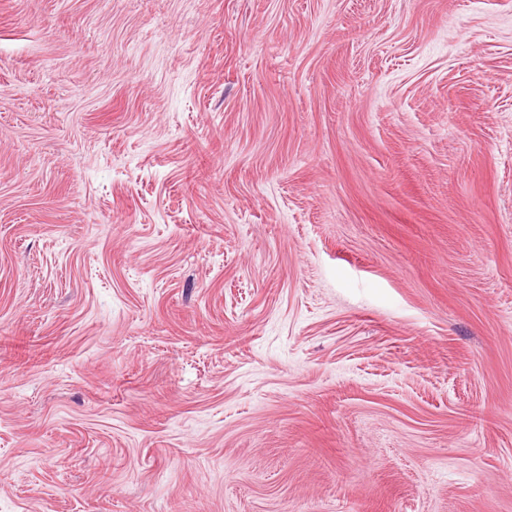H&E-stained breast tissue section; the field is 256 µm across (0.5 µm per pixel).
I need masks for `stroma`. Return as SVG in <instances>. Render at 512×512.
Here are the masks:
<instances>
[{
	"label": "stroma",
	"instance_id": "obj_1",
	"mask_svg": "<svg viewBox=\"0 0 512 512\" xmlns=\"http://www.w3.org/2000/svg\"><path fill=\"white\" fill-rule=\"evenodd\" d=\"M0 512H512V0H0Z\"/></svg>",
	"mask_w": 512,
	"mask_h": 512
}]
</instances>
